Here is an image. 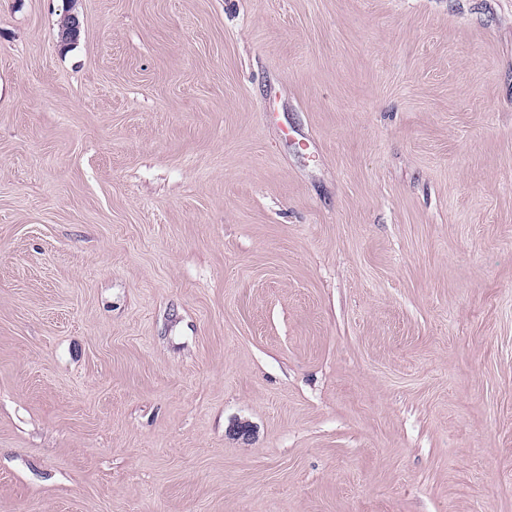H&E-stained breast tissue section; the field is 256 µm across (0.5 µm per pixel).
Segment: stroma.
Instances as JSON below:
<instances>
[{
  "label": "stroma",
  "instance_id": "obj_1",
  "mask_svg": "<svg viewBox=\"0 0 512 512\" xmlns=\"http://www.w3.org/2000/svg\"><path fill=\"white\" fill-rule=\"evenodd\" d=\"M0 512H512V0H0Z\"/></svg>",
  "mask_w": 512,
  "mask_h": 512
}]
</instances>
